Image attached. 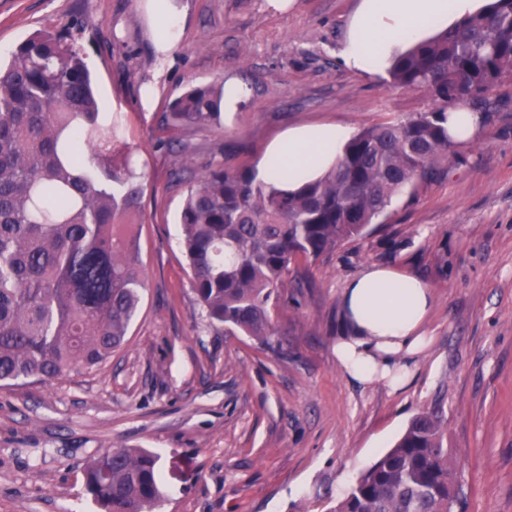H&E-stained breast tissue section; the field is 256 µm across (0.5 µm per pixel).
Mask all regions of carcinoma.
<instances>
[{
	"label": "carcinoma",
	"instance_id": "cac0c4a2",
	"mask_svg": "<svg viewBox=\"0 0 512 512\" xmlns=\"http://www.w3.org/2000/svg\"><path fill=\"white\" fill-rule=\"evenodd\" d=\"M512 72V0L420 43L389 70L432 107L354 135L336 166L295 191L250 168L206 170L180 212L193 290L211 320L270 347L271 312L290 264L363 234L408 187L448 171V104L490 93ZM222 94L191 87L161 127H223ZM91 71L72 40L37 32L0 66V385L50 381L105 363L127 343L147 285L126 223L143 174L116 124H103ZM157 457L117 448L85 489L102 512H149ZM461 473L444 420L421 411L331 512H454Z\"/></svg>",
	"mask_w": 512,
	"mask_h": 512
}]
</instances>
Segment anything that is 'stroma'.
Segmentation results:
<instances>
[{
	"mask_svg": "<svg viewBox=\"0 0 512 512\" xmlns=\"http://www.w3.org/2000/svg\"><path fill=\"white\" fill-rule=\"evenodd\" d=\"M173 47L155 0H0V60L49 30L81 47L100 109L119 116L144 171L147 276L126 345L105 364L0 387V512H100L84 489L113 448L158 456L157 512H329L411 418L442 414L460 465L455 512H512V75L468 109L485 117L447 176L406 188L385 218L336 251L291 264L272 312L280 349L212 322L180 247L178 214L207 169L258 168L294 127L352 132L431 106L422 89L352 71L341 47L357 0H173ZM247 91L224 128L162 132L192 85ZM372 265L434 291L432 344L398 390L336 363L340 292Z\"/></svg>",
	"mask_w": 512,
	"mask_h": 512,
	"instance_id": "1",
	"label": "stroma"
}]
</instances>
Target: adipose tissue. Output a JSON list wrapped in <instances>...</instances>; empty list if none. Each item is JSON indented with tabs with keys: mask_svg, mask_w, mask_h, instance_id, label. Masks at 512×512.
Returning a JSON list of instances; mask_svg holds the SVG:
<instances>
[{
	"mask_svg": "<svg viewBox=\"0 0 512 512\" xmlns=\"http://www.w3.org/2000/svg\"><path fill=\"white\" fill-rule=\"evenodd\" d=\"M480 8V0H359L341 56L357 71L386 73L409 48ZM349 138V128L338 123L289 130L268 149L259 175L297 189L331 169ZM433 303L432 288L407 270L366 268L341 293L344 332L334 347L338 366L364 384L403 385L413 360L431 342L426 326Z\"/></svg>",
	"mask_w": 512,
	"mask_h": 512,
	"instance_id": "obj_1",
	"label": "adipose tissue"
}]
</instances>
